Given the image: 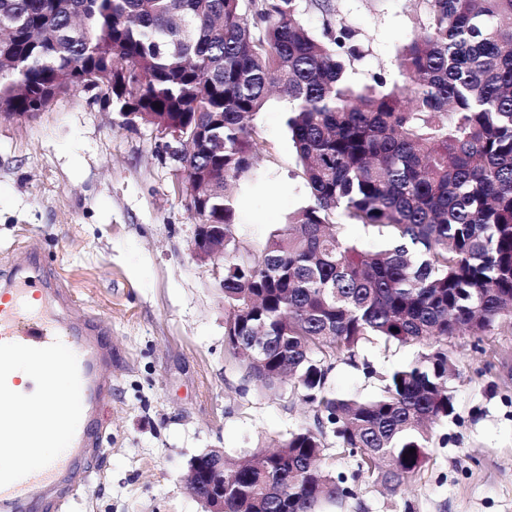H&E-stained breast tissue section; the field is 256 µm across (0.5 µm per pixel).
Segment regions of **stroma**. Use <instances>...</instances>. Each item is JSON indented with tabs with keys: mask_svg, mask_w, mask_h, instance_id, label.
Masks as SVG:
<instances>
[{
	"mask_svg": "<svg viewBox=\"0 0 512 512\" xmlns=\"http://www.w3.org/2000/svg\"><path fill=\"white\" fill-rule=\"evenodd\" d=\"M364 56L349 71L399 77L397 54L420 32L411 0H335ZM271 97L254 124L266 150L233 187L239 235L260 252L306 206L310 191ZM154 126L124 124L99 86L60 95L31 118L0 119V265L38 243L77 305L112 326V398L88 479L50 512H204L185 482L210 448L232 458L270 445L315 417L292 385L257 387L224 344L222 268L192 254L197 219L176 185L180 163ZM415 345L367 343L326 380L339 397L377 394L382 376ZM457 376L454 412L432 429L430 461L391 494L358 478L356 460L329 446L325 463L352 495L327 512H512V320L481 338L448 341Z\"/></svg>",
	"mask_w": 512,
	"mask_h": 512,
	"instance_id": "stroma-1",
	"label": "stroma"
}]
</instances>
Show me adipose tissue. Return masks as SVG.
<instances>
[{"label":"adipose tissue","instance_id":"obj_1","mask_svg":"<svg viewBox=\"0 0 512 512\" xmlns=\"http://www.w3.org/2000/svg\"><path fill=\"white\" fill-rule=\"evenodd\" d=\"M29 372L23 377L14 393L0 395V408L13 410L18 416L19 432L34 425L47 430H61L66 415L65 399L69 393L71 379L61 369H53L49 379H42L43 365L29 361Z\"/></svg>","mask_w":512,"mask_h":512}]
</instances>
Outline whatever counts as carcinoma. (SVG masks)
I'll return each instance as SVG.
<instances>
[{
	"label": "carcinoma",
	"instance_id": "obj_1",
	"mask_svg": "<svg viewBox=\"0 0 512 512\" xmlns=\"http://www.w3.org/2000/svg\"><path fill=\"white\" fill-rule=\"evenodd\" d=\"M414 2L422 31L399 52L402 83L377 74L357 88L346 70L362 43L333 0H0V103L42 112L110 75L122 118L188 127L196 209L224 225L227 351L265 388L293 376L315 409L316 428L224 457V512H320L351 497L322 466L329 432L356 476L412 485L430 426L453 412L448 339L512 318V0ZM308 8L322 40L300 22ZM275 89L312 201L256 256L227 187L265 151L253 120ZM341 220L387 245L358 248ZM373 339L424 351L372 399L329 393L333 361Z\"/></svg>",
	"mask_w": 512,
	"mask_h": 512
}]
</instances>
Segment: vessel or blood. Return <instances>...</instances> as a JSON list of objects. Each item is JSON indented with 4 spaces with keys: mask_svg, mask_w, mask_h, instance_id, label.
Segmentation results:
<instances>
[{
    "mask_svg": "<svg viewBox=\"0 0 512 512\" xmlns=\"http://www.w3.org/2000/svg\"><path fill=\"white\" fill-rule=\"evenodd\" d=\"M69 294L45 270L36 247H27L13 262L9 281L0 288V394L20 382L18 355L62 367L71 379L66 428L54 438L31 431L18 439L14 415L0 409V447L59 446L41 457L37 467L0 468V512H36L64 499L84 478L83 461L102 441L100 412L112 395V349L106 338L112 328L80 308L59 317Z\"/></svg>",
    "mask_w": 512,
    "mask_h": 512,
    "instance_id": "obj_1",
    "label": "vessel or blood"
}]
</instances>
